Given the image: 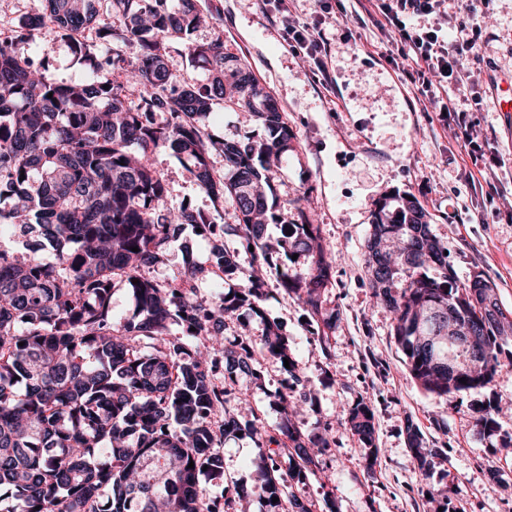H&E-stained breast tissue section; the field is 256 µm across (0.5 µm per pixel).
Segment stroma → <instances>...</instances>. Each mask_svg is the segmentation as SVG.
Listing matches in <instances>:
<instances>
[{"label":"stroma","mask_w":512,"mask_h":512,"mask_svg":"<svg viewBox=\"0 0 512 512\" xmlns=\"http://www.w3.org/2000/svg\"><path fill=\"white\" fill-rule=\"evenodd\" d=\"M201 13L214 5L222 17L199 29L195 39L222 37L225 52L245 63L276 100L294 134V149L282 159L276 190L283 207L269 236L293 223L291 201L308 195L307 214L332 253L333 286L323 315H337L329 352H322L317 320L269 277L267 313L287 335L299 369L310 380L296 421L310 430L329 422L334 442L319 474L295 484L308 502L332 500L336 512H512V366L489 386L439 397L412 377L393 336V315L375 298L364 273L372 214L393 193L414 197L430 216L434 234L448 253L457 284L480 274L496 286L501 307L512 312V112L499 102L512 92V0H477L466 19L486 42L470 58V78L461 108L487 159L478 174L442 114L425 110L415 67L392 58L377 29H360L352 0L323 13L318 0H297L300 18L321 19L332 41L336 81L326 87L310 63L284 40L266 39L284 22L261 13L253 0H195ZM39 45L49 74L80 82L84 70L50 27ZM168 184L167 205L211 211L212 200L185 164L170 152L154 156ZM210 241L185 228L165 261L150 269L160 281L180 280L186 261L208 266ZM291 381L276 360H266L252 402L264 424L276 426L278 394ZM367 401L375 417V446L365 447L347 425L350 409ZM498 406L495 432L476 420L485 405ZM414 423L424 447L437 449L427 470L412 457L405 426ZM224 476L254 486L257 451L247 436L221 445ZM378 466L367 473L366 461Z\"/></svg>","instance_id":"obj_1"}]
</instances>
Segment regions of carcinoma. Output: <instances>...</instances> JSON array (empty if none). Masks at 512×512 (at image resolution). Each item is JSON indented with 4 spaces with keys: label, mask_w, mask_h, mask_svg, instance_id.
Returning <instances> with one entry per match:
<instances>
[{
    "label": "carcinoma",
    "mask_w": 512,
    "mask_h": 512,
    "mask_svg": "<svg viewBox=\"0 0 512 512\" xmlns=\"http://www.w3.org/2000/svg\"><path fill=\"white\" fill-rule=\"evenodd\" d=\"M98 2L43 0L41 12L0 31V224L28 238L22 252L0 251V512H240L244 490L220 511L209 489L224 482L221 439L237 433L254 440L267 512H314L281 469L288 465L299 481L316 474L331 425L302 430L288 394L278 396L281 421L271 431L253 409L251 419L239 418L246 398L216 381L212 356L226 321L246 307L264 321L261 345L239 336L224 349L226 363L256 383L262 357L287 359V373L310 383L262 307L274 273L315 316L332 287L331 254L304 209L286 225L290 234L274 243L267 237L280 206L276 168L293 150V134L276 100L224 53L221 38L193 42L203 15L192 0H107L118 26L99 20ZM46 26L85 67L83 84L58 81L17 54V44ZM76 29L95 32L112 54L99 57L74 39ZM132 42L139 45L134 61L121 51ZM174 53L202 59L203 78L173 72ZM105 66L117 73L107 82L97 77ZM218 104L247 113L262 136L213 140L199 119ZM161 150L190 165L214 205L231 203L235 222L219 227L203 212L165 206L166 185L151 160ZM214 154L224 157L222 180L213 175ZM186 224L203 236L240 239L253 257L242 285L205 302L195 298L192 266L178 282L146 275ZM47 248L55 252L51 264L36 257ZM295 254L304 268L278 265L279 256ZM212 268L238 271L221 242L213 245ZM365 272L393 313L405 363L425 391L441 397L482 388L512 366V355L500 360L512 313L481 275L455 284L416 200L403 196L394 209L379 203ZM118 284L131 288L135 302L133 317L119 323L111 304ZM172 323L182 336H169ZM370 412L360 401L347 419L369 448ZM406 432L418 468L426 469L433 449L422 447L413 424Z\"/></svg>",
    "instance_id": "cac0c4a2"
}]
</instances>
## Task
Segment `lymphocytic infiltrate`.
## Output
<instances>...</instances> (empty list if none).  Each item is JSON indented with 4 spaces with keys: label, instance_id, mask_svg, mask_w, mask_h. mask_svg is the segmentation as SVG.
Returning a JSON list of instances; mask_svg holds the SVG:
<instances>
[{
    "label": "lymphocytic infiltrate",
    "instance_id": "f902f5d3",
    "mask_svg": "<svg viewBox=\"0 0 512 512\" xmlns=\"http://www.w3.org/2000/svg\"><path fill=\"white\" fill-rule=\"evenodd\" d=\"M356 4L372 26L384 33L392 55L420 65L430 107L457 116L456 93L467 83L466 63L479 51V36L461 24L450 38L441 28L422 26L421 20L446 15L451 7L472 10L473 0H356ZM283 38L307 55L323 84H331L330 43L318 22L293 21L284 27Z\"/></svg>",
    "mask_w": 512,
    "mask_h": 512
}]
</instances>
